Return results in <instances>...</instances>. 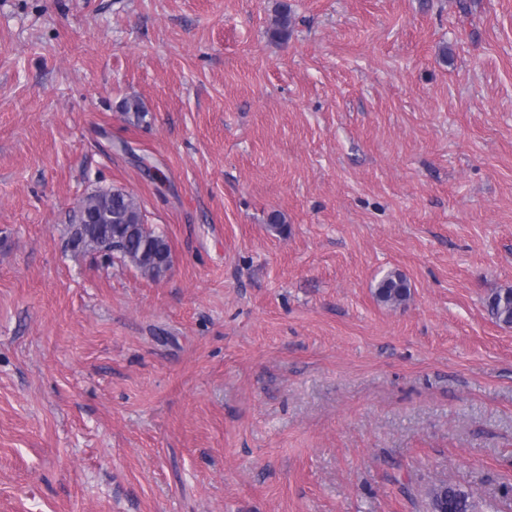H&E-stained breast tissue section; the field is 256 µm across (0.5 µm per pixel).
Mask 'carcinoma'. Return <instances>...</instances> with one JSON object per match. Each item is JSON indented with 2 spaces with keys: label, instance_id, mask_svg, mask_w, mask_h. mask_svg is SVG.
Returning a JSON list of instances; mask_svg holds the SVG:
<instances>
[{
  "label": "carcinoma",
  "instance_id": "carcinoma-1",
  "mask_svg": "<svg viewBox=\"0 0 512 512\" xmlns=\"http://www.w3.org/2000/svg\"><path fill=\"white\" fill-rule=\"evenodd\" d=\"M289 35L290 9L284 3L279 5L270 36L286 41ZM78 219L82 223L68 226L77 236L73 250L89 252L102 244L120 262L131 265L145 277L158 279L166 273L171 262L168 241L144 224L140 204L131 193L122 191L112 196L91 193L81 202ZM375 295L380 302L398 307L409 298L410 287L406 277L393 270L379 281ZM486 307L497 322L511 326L512 288L489 295ZM432 505L439 512H477L472 496L451 484L433 490Z\"/></svg>",
  "mask_w": 512,
  "mask_h": 512
}]
</instances>
